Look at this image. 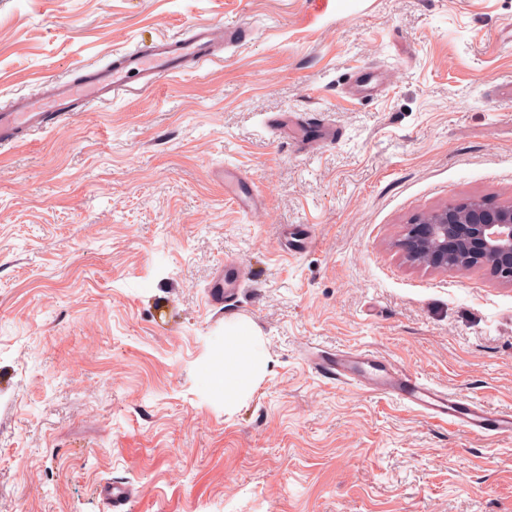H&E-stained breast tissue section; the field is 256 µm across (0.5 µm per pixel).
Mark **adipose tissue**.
Instances as JSON below:
<instances>
[{
    "label": "adipose tissue",
    "instance_id": "obj_1",
    "mask_svg": "<svg viewBox=\"0 0 512 512\" xmlns=\"http://www.w3.org/2000/svg\"><path fill=\"white\" fill-rule=\"evenodd\" d=\"M269 361L259 333L249 320L225 322L223 349L215 355L210 369L213 384L223 391L225 403L249 395L265 378Z\"/></svg>",
    "mask_w": 512,
    "mask_h": 512
}]
</instances>
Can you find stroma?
<instances>
[{"label": "stroma", "mask_w": 512, "mask_h": 512, "mask_svg": "<svg viewBox=\"0 0 512 512\" xmlns=\"http://www.w3.org/2000/svg\"><path fill=\"white\" fill-rule=\"evenodd\" d=\"M202 22L253 38L0 148V512H111L107 483L121 512H512V435L313 362L367 349L512 410V286L393 247L413 216L512 203V0H0V108ZM228 261L247 281L216 308ZM237 318L271 363L228 409L203 364ZM233 281L226 283L224 282V271L217 273L209 284V290L207 292L208 301L212 306L223 307L224 305V294L226 288H233L237 283L242 285L246 282V273L242 270H237L233 276ZM225 288V289H224Z\"/></svg>", "instance_id": "35a3bbf8"}]
</instances>
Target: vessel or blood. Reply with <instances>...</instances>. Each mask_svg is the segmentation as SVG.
Segmentation results:
<instances>
[{"label":"vessel or blood","mask_w":512,"mask_h":512,"mask_svg":"<svg viewBox=\"0 0 512 512\" xmlns=\"http://www.w3.org/2000/svg\"><path fill=\"white\" fill-rule=\"evenodd\" d=\"M250 31L244 26L194 25L182 35L159 38L137 50L123 53L104 68L83 66L78 79L45 81L36 97L14 99L9 111L0 113V147L22 140L45 127L51 116L69 117L93 102H108L123 91L153 86L157 77L201 70L218 57L223 43L242 44ZM315 366L341 383L368 381L366 369L378 372L374 389L428 416L465 426L484 436L512 435V411L491 410L437 389L374 352L336 350L317 356Z\"/></svg>","instance_id":"obj_1"}]
</instances>
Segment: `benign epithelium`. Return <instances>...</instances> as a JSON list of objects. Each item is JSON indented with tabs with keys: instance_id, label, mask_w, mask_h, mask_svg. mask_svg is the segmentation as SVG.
I'll use <instances>...</instances> for the list:
<instances>
[{
	"instance_id": "7a95c632",
	"label": "benign epithelium",
	"mask_w": 512,
	"mask_h": 512,
	"mask_svg": "<svg viewBox=\"0 0 512 512\" xmlns=\"http://www.w3.org/2000/svg\"><path fill=\"white\" fill-rule=\"evenodd\" d=\"M411 265L446 271L459 256L512 285V204L473 200L418 215L395 243Z\"/></svg>"
}]
</instances>
